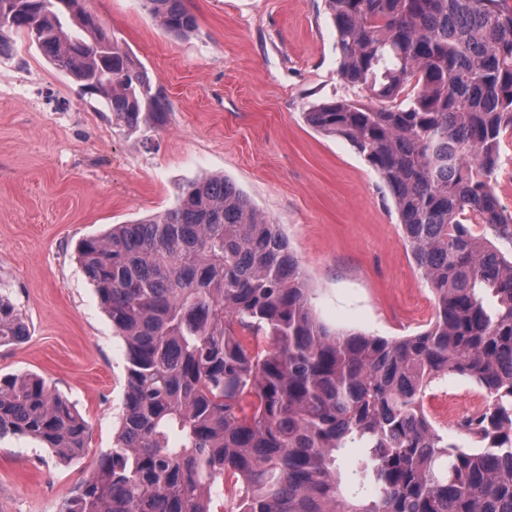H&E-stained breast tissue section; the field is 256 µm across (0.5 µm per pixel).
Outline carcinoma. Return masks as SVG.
Here are the masks:
<instances>
[{"mask_svg":"<svg viewBox=\"0 0 512 512\" xmlns=\"http://www.w3.org/2000/svg\"><path fill=\"white\" fill-rule=\"evenodd\" d=\"M353 96L308 123L348 141L379 174L435 300L414 336L332 331L279 225L224 177L174 206L78 245L126 346L115 444L60 512H512V212L494 181L512 134L509 0H324ZM185 37L183 0H146ZM26 35L129 134L170 112L142 62L84 0H0V55ZM480 224L490 237L475 234ZM27 325L0 296V346ZM485 398L450 439L424 407L435 381ZM88 424L43 379L0 378V438L62 459ZM346 448L363 449L356 470ZM376 491L350 490L354 477Z\"/></svg>","mask_w":512,"mask_h":512,"instance_id":"cac0c4a2","label":"carcinoma"}]
</instances>
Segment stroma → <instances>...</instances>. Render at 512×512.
Wrapping results in <instances>:
<instances>
[{"label":"stroma","mask_w":512,"mask_h":512,"mask_svg":"<svg viewBox=\"0 0 512 512\" xmlns=\"http://www.w3.org/2000/svg\"><path fill=\"white\" fill-rule=\"evenodd\" d=\"M196 31L174 37L143 0H85L160 83L170 103L150 141L121 131L25 35L0 57V295L29 327L0 347V376L33 373L89 425L80 457L0 439V512H58L118 433L126 350L77 245L172 207L183 184L224 176L280 224L329 328L388 339L429 325L434 297L403 241L378 173L347 141L313 128V104L348 96L324 0H184ZM424 398L455 435L449 395Z\"/></svg>","instance_id":"stroma-1"}]
</instances>
